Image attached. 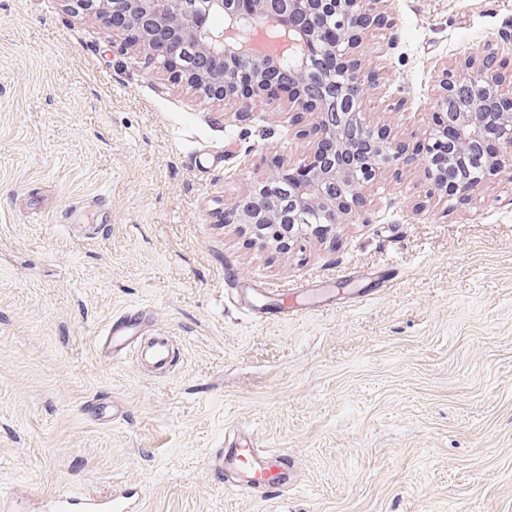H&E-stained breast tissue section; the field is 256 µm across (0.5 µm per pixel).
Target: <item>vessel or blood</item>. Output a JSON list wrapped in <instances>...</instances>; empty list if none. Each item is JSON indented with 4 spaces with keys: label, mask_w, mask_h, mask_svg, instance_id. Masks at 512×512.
Listing matches in <instances>:
<instances>
[{
    "label": "vessel or blood",
    "mask_w": 512,
    "mask_h": 512,
    "mask_svg": "<svg viewBox=\"0 0 512 512\" xmlns=\"http://www.w3.org/2000/svg\"><path fill=\"white\" fill-rule=\"evenodd\" d=\"M145 318L141 307L118 316L106 327L101 347L113 360H122L130 353L155 369H167L174 353L171 339L161 331L148 332ZM206 468L222 475L226 485L251 495H276L295 483L294 464L287 455L257 448L251 442L217 450ZM50 508L52 512H134L128 495L122 492L104 498L63 494L51 500Z\"/></svg>",
    "instance_id": "vessel-or-blood-1"
}]
</instances>
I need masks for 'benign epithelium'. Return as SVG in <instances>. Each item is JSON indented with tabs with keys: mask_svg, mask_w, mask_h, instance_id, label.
I'll list each match as a JSON object with an SVG mask.
<instances>
[{
	"mask_svg": "<svg viewBox=\"0 0 512 512\" xmlns=\"http://www.w3.org/2000/svg\"><path fill=\"white\" fill-rule=\"evenodd\" d=\"M79 7L99 14L109 21L123 16L112 7V0H76ZM129 11L141 17L138 41L150 46V51L166 69L185 76L193 86L213 91L217 99L236 101L246 107L250 100L274 96L278 88L265 81L270 60L256 54L249 32L258 23L288 35L289 54L300 60L299 77L288 87L293 103L316 115L315 133L318 145L305 159L291 166L307 171L304 180L295 183L294 195L288 202V217L277 216L274 197L259 195L254 190L233 208L224 212V223L246 224L253 239L261 243L289 245L302 240L311 220L324 219L331 233L336 227L351 224L363 213L362 189L393 167L408 165L421 157L432 181L433 193L444 199L459 198L504 169L512 170V99L499 98L500 76L494 69V57L470 58L465 62L467 74H454L443 69L438 76L436 110L432 122L423 134L422 148L410 154L390 133L368 124L365 113L358 107L357 90L375 85L378 75L362 68L359 59L362 34L382 25L384 16L377 11L378 0H253L254 10L242 12L236 0H127ZM327 15L336 17L343 29L332 38L319 26ZM178 20L177 28L167 35L166 45L152 38L155 29H170V17ZM224 17V28L215 30L207 20ZM192 33L199 44L232 63L219 78H207L186 71L177 63L182 47L172 39ZM326 55L339 60L334 85L335 98L328 103L306 94L308 56ZM475 87L479 95L448 111V101L455 97V87L461 82ZM498 132V150L487 159L475 175L452 181L440 179L433 169V155L441 142L442 126L454 130L448 144V165H455L466 155H477L484 143L488 124ZM329 140L335 150L320 153V143Z\"/></svg>",
	"mask_w": 512,
	"mask_h": 512,
	"instance_id": "1",
	"label": "benign epithelium"
}]
</instances>
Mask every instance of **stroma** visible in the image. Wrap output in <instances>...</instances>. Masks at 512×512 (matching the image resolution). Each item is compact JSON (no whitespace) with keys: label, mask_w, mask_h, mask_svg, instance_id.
Instances as JSON below:
<instances>
[{"label":"stroma","mask_w":512,"mask_h":512,"mask_svg":"<svg viewBox=\"0 0 512 512\" xmlns=\"http://www.w3.org/2000/svg\"><path fill=\"white\" fill-rule=\"evenodd\" d=\"M379 8L366 117L396 140L421 139L442 64L500 49L512 89V0ZM314 122L284 98H209L71 0H0L8 512L119 489L140 512H512V171L448 201L415 162L368 185L335 240L252 244L225 209L304 159ZM101 197L107 223H60ZM290 288L315 302L282 319ZM131 307L172 337L168 374L99 352ZM244 439L287 453L296 485L219 488L205 461Z\"/></svg>","instance_id":"35a3bbf8"}]
</instances>
